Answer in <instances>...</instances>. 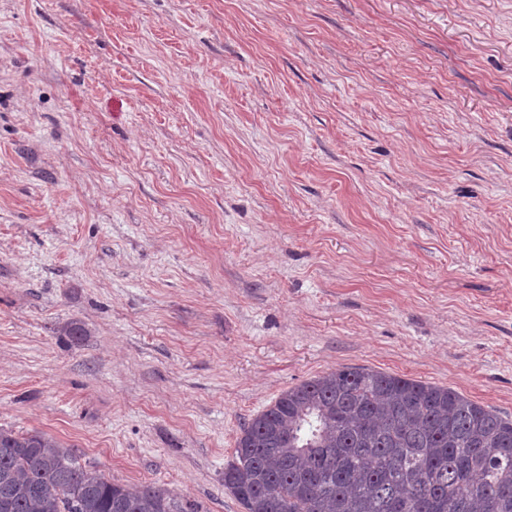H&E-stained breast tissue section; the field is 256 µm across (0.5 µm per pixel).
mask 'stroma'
<instances>
[{"mask_svg": "<svg viewBox=\"0 0 512 512\" xmlns=\"http://www.w3.org/2000/svg\"><path fill=\"white\" fill-rule=\"evenodd\" d=\"M346 366L512 417V0H0V427L243 512Z\"/></svg>", "mask_w": 512, "mask_h": 512, "instance_id": "1", "label": "stroma"}]
</instances>
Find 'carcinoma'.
Returning <instances> with one entry per match:
<instances>
[{"mask_svg":"<svg viewBox=\"0 0 512 512\" xmlns=\"http://www.w3.org/2000/svg\"><path fill=\"white\" fill-rule=\"evenodd\" d=\"M224 488L244 512H512V418L448 387L344 367L245 423ZM0 512L202 510L0 427Z\"/></svg>","mask_w":512,"mask_h":512,"instance_id":"1","label":"carcinoma"}]
</instances>
